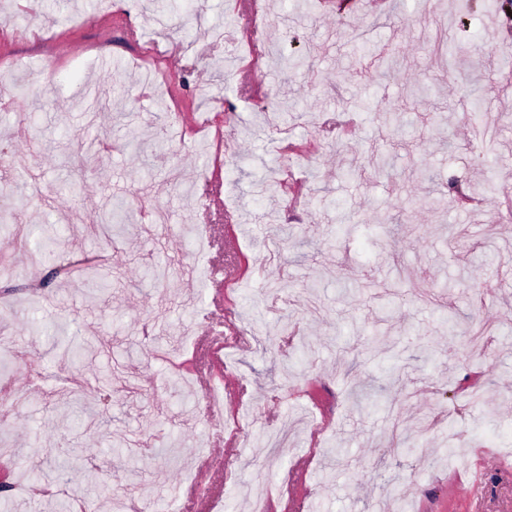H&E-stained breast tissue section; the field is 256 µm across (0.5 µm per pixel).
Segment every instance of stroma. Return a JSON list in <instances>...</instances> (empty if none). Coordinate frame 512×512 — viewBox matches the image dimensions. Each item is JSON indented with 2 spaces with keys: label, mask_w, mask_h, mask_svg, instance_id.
Wrapping results in <instances>:
<instances>
[{
  "label": "stroma",
  "mask_w": 512,
  "mask_h": 512,
  "mask_svg": "<svg viewBox=\"0 0 512 512\" xmlns=\"http://www.w3.org/2000/svg\"><path fill=\"white\" fill-rule=\"evenodd\" d=\"M499 3L266 0L247 40L236 0H0V260L46 280L107 257L0 278V512H72L74 487L91 512H512ZM217 332L219 366L196 348ZM22 471L57 494L13 491Z\"/></svg>",
  "instance_id": "35a3bbf8"
}]
</instances>
